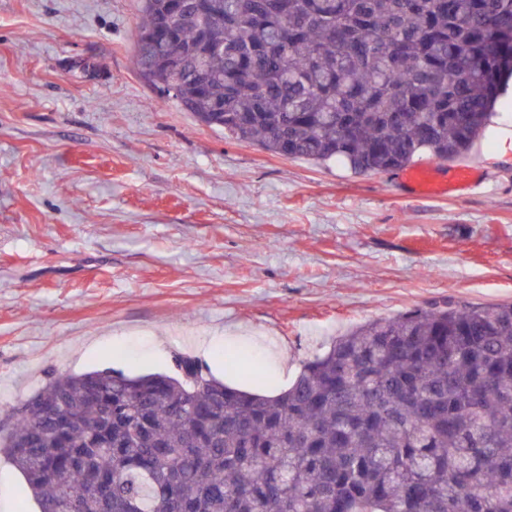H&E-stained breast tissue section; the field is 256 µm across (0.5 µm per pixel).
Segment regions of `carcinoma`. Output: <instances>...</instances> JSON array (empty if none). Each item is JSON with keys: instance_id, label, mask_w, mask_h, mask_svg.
I'll return each instance as SVG.
<instances>
[{"instance_id": "1", "label": "carcinoma", "mask_w": 512, "mask_h": 512, "mask_svg": "<svg viewBox=\"0 0 512 512\" xmlns=\"http://www.w3.org/2000/svg\"><path fill=\"white\" fill-rule=\"evenodd\" d=\"M141 2L162 100L356 174L467 154L512 78V0ZM175 364L22 400L0 455L42 512H512V304L372 320L273 398Z\"/></svg>"}]
</instances>
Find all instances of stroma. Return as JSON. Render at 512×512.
Wrapping results in <instances>:
<instances>
[{
	"instance_id": "1",
	"label": "stroma",
	"mask_w": 512,
	"mask_h": 512,
	"mask_svg": "<svg viewBox=\"0 0 512 512\" xmlns=\"http://www.w3.org/2000/svg\"><path fill=\"white\" fill-rule=\"evenodd\" d=\"M140 0H0V424L54 374L172 371L268 387L376 318L512 303V102L465 163L487 185L414 198L400 171L285 159L163 102L133 65ZM40 512L0 460V508Z\"/></svg>"
}]
</instances>
